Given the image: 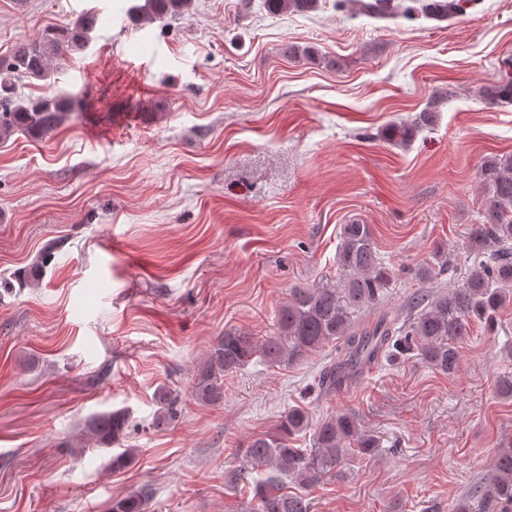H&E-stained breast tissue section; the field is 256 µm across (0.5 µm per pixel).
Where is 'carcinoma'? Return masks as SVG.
<instances>
[{
  "mask_svg": "<svg viewBox=\"0 0 512 512\" xmlns=\"http://www.w3.org/2000/svg\"><path fill=\"white\" fill-rule=\"evenodd\" d=\"M193 0H145L132 7L143 21H159L178 16ZM272 13L290 11L307 14L319 8V0H265ZM336 11L375 19L420 18L445 20L462 14L464 0H336ZM97 17L82 14L66 26L46 28L40 37L20 44L0 59V141L15 134L41 140L54 132L74 112L71 98L48 92L27 99L15 98V81L26 78L44 83L53 74L52 63L88 49L90 33ZM483 96L491 104L512 103V80H498L484 87ZM438 120L434 105L426 107L410 122L391 124L385 139L399 144L410 142L423 129ZM479 177L488 197L478 222L469 226L468 248L472 264L460 273L457 283L445 291L420 288L409 296L413 315L405 323L386 310H378L392 281V269L381 255L369 224H344L336 248L338 275L310 287L291 288L288 298L275 312L276 331L257 338L237 330L218 337L198 366L193 379L195 400L205 405L224 401V378L238 372L253 360L273 366L296 364L309 354L336 343V362L325 368L320 386L326 392L351 382L383 355L420 359L445 375L456 373L460 348L475 323L491 330L504 307L512 303V155L487 157ZM40 276L35 265L7 283L25 288ZM378 311L375 322L366 325L362 313ZM161 410L156 423L165 425L174 415L171 393L159 396ZM129 428L124 409L98 413L87 429L97 447L121 445ZM314 430V447L293 448L292 436ZM379 440L367 431L352 412H341L313 422L309 412L292 407L271 431L245 441L240 469L227 475L231 486L238 483L240 470L261 472L244 512H311V503L301 495L285 491L288 481L314 487L338 472L350 448L369 455ZM155 488L144 484L126 496L112 500V512H149ZM448 512H512V443L495 454L490 475L448 506Z\"/></svg>",
  "mask_w": 512,
  "mask_h": 512,
  "instance_id": "carcinoma-1",
  "label": "carcinoma"
}]
</instances>
